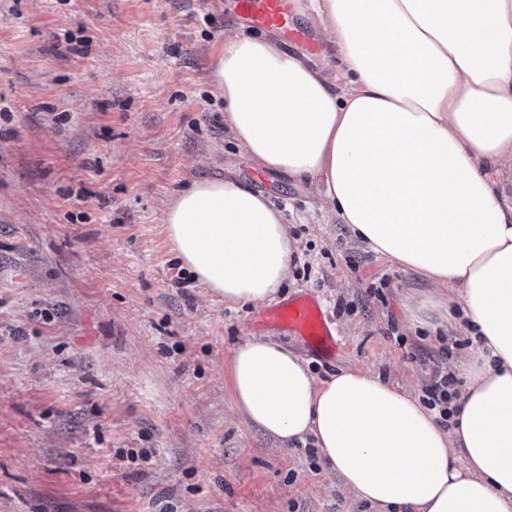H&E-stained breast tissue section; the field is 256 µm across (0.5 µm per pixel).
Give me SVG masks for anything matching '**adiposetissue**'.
Listing matches in <instances>:
<instances>
[{
    "mask_svg": "<svg viewBox=\"0 0 512 512\" xmlns=\"http://www.w3.org/2000/svg\"><path fill=\"white\" fill-rule=\"evenodd\" d=\"M335 72L270 35L225 37L211 73L224 123L264 168L324 181L351 236L438 287L466 320L456 425L354 368L317 379L287 346H237L235 408L282 445L313 440L374 512H512V0H297ZM165 230L199 284L272 299L296 241L235 174L193 181Z\"/></svg>",
    "mask_w": 512,
    "mask_h": 512,
    "instance_id": "obj_1",
    "label": "adipose tissue"
}]
</instances>
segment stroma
<instances>
[{
  "instance_id": "1",
  "label": "stroma",
  "mask_w": 512,
  "mask_h": 512,
  "mask_svg": "<svg viewBox=\"0 0 512 512\" xmlns=\"http://www.w3.org/2000/svg\"><path fill=\"white\" fill-rule=\"evenodd\" d=\"M236 0H0V512H373L304 444L233 407L232 351L270 338L421 395L465 327L419 324L411 269L354 240L322 186L266 172L335 358L252 326L167 240L193 180L256 164L209 83Z\"/></svg>"
}]
</instances>
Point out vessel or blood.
Returning a JSON list of instances; mask_svg holds the SVG:
<instances>
[{"label": "vessel or blood", "instance_id": "obj_1", "mask_svg": "<svg viewBox=\"0 0 512 512\" xmlns=\"http://www.w3.org/2000/svg\"><path fill=\"white\" fill-rule=\"evenodd\" d=\"M240 20L255 29L280 31L285 41L306 39L304 30L291 24L289 0H238ZM255 326L276 329L300 339L311 351L331 358L338 344L331 335L319 299L304 293L258 311Z\"/></svg>", "mask_w": 512, "mask_h": 512}]
</instances>
